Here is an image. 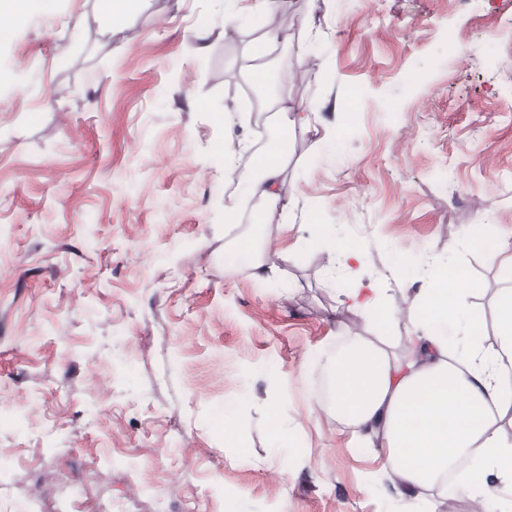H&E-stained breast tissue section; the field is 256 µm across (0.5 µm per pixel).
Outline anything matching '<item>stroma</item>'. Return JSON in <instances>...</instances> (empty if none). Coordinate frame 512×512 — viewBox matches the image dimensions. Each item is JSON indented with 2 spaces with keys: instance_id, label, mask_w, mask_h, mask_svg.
<instances>
[{
  "instance_id": "35a3bbf8",
  "label": "stroma",
  "mask_w": 512,
  "mask_h": 512,
  "mask_svg": "<svg viewBox=\"0 0 512 512\" xmlns=\"http://www.w3.org/2000/svg\"><path fill=\"white\" fill-rule=\"evenodd\" d=\"M56 3L32 0L0 53V512H56L72 456L83 500L112 512L512 502L501 477L488 500L438 485L409 503L386 449L323 404L337 345L380 329L350 309L355 280L398 302L407 336L428 267L453 262L496 344L512 273L474 232L512 245V45L494 42L512 0H288V38L265 51L254 0ZM257 69L278 93L250 95ZM278 101L309 122L278 202L248 209L256 161L225 171L224 145L257 144L253 113ZM247 240L271 262L253 267ZM339 243L367 248L356 273L334 271Z\"/></svg>"
}]
</instances>
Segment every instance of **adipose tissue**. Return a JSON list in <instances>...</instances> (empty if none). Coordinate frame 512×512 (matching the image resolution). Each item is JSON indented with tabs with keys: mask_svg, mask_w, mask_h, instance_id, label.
<instances>
[{
	"mask_svg": "<svg viewBox=\"0 0 512 512\" xmlns=\"http://www.w3.org/2000/svg\"><path fill=\"white\" fill-rule=\"evenodd\" d=\"M422 288L420 326L396 351L389 337L362 338L350 358L334 359L328 400L354 435L380 436L405 492L418 496L464 455L512 472V442L496 421L512 406V287L494 302L498 346L449 342L429 322L461 326L469 283L458 267L439 262Z\"/></svg>",
	"mask_w": 512,
	"mask_h": 512,
	"instance_id": "obj_1",
	"label": "adipose tissue"
}]
</instances>
